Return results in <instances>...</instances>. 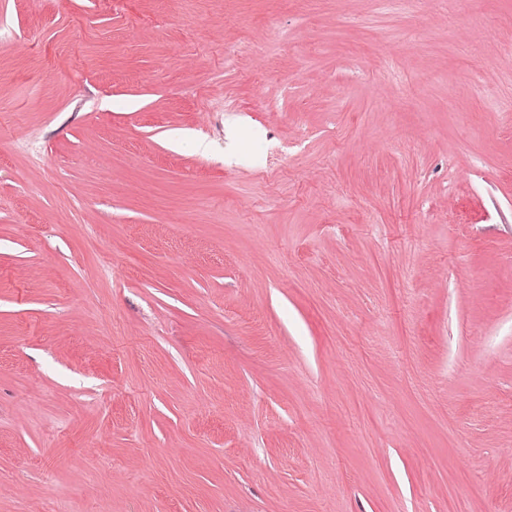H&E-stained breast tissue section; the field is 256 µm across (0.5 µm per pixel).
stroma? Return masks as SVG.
Wrapping results in <instances>:
<instances>
[{"label":"stroma","instance_id":"35a3bbf8","mask_svg":"<svg viewBox=\"0 0 512 512\" xmlns=\"http://www.w3.org/2000/svg\"><path fill=\"white\" fill-rule=\"evenodd\" d=\"M511 45L0 0V512H512Z\"/></svg>","mask_w":512,"mask_h":512}]
</instances>
